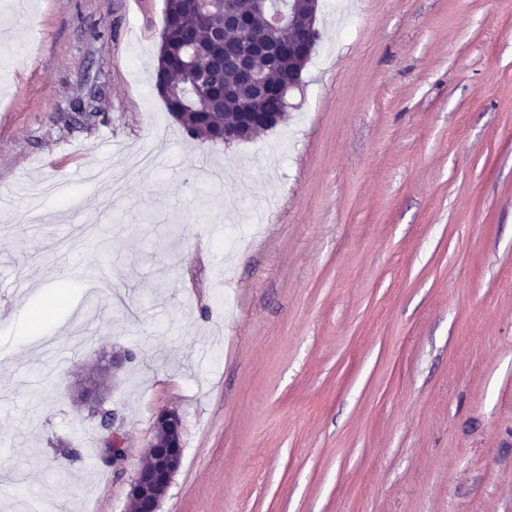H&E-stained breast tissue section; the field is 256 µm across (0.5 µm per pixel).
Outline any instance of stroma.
<instances>
[{
  "label": "stroma",
  "mask_w": 512,
  "mask_h": 512,
  "mask_svg": "<svg viewBox=\"0 0 512 512\" xmlns=\"http://www.w3.org/2000/svg\"><path fill=\"white\" fill-rule=\"evenodd\" d=\"M0 0V512H512V0H320L286 121L196 140L165 0ZM44 189L39 228L23 223ZM39 311L30 348L11 331ZM113 466L78 399L100 349ZM112 418V424L106 426L111 435L108 437L106 441V445L109 452V458L112 460L113 465L121 464L125 459V449H124V440L123 437L114 430V417L106 414L102 416L101 424L105 425ZM112 428V430H111ZM168 452L156 451L152 442L146 451L148 465L141 464L136 470L128 497L130 502L140 507L137 512H158L160 503L167 495L174 476L181 464V443L178 441Z\"/></svg>",
  "instance_id": "1"
}]
</instances>
